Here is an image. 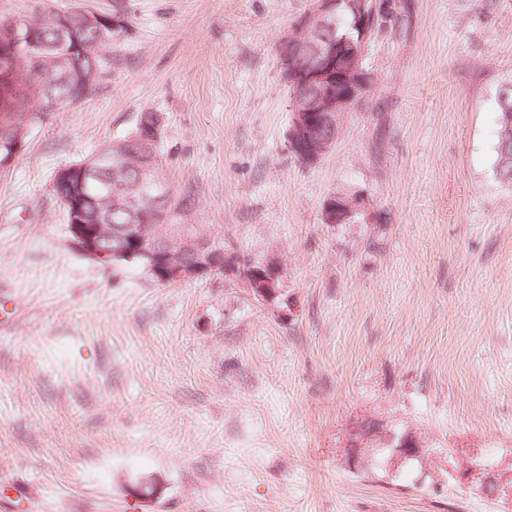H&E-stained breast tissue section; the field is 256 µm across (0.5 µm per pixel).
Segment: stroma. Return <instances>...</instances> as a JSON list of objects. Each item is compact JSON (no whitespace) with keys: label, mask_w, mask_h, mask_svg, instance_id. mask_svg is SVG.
Instances as JSON below:
<instances>
[{"label":"stroma","mask_w":512,"mask_h":512,"mask_svg":"<svg viewBox=\"0 0 512 512\" xmlns=\"http://www.w3.org/2000/svg\"><path fill=\"white\" fill-rule=\"evenodd\" d=\"M317 164L276 45L309 0H128L83 102L0 170V483L36 512H512V0H392ZM159 115L177 224L277 268L162 285L83 256L58 169ZM359 206L323 220L331 197ZM423 465L354 468L360 424ZM496 103L499 112L497 130L496 172L504 183L512 184V80L501 84L497 91ZM241 275L251 283L252 288L257 289L260 295L269 297L274 294L275 288H278V272L269 265L252 266L246 270L243 264Z\"/></svg>","instance_id":"1"}]
</instances>
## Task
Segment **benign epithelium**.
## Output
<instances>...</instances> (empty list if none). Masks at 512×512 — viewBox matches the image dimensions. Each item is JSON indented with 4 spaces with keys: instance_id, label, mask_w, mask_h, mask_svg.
<instances>
[{
    "instance_id": "benign-epithelium-1",
    "label": "benign epithelium",
    "mask_w": 512,
    "mask_h": 512,
    "mask_svg": "<svg viewBox=\"0 0 512 512\" xmlns=\"http://www.w3.org/2000/svg\"><path fill=\"white\" fill-rule=\"evenodd\" d=\"M347 3L354 15L352 28L357 38L336 37L338 6ZM392 10L389 0H311L291 32L278 41L277 60L283 80L298 75L297 92L292 94L288 149L307 165L318 163L333 147L342 118L351 111L371 87V74L364 67L368 46L378 33L374 26L377 12ZM36 14L46 23L59 28L60 38L46 43L35 30L25 31L17 24L0 26V54L10 60L12 70L0 71V108L15 121L11 127L10 152L0 159V167L13 163L24 149L29 126L18 121L17 103L27 86L14 81V72L28 68L33 60L44 56L56 62L77 65V53L84 51L76 39L79 29H94L97 36L91 47L94 71L99 73L110 62L114 32L124 25L121 15L105 16L89 0H70L68 6L52 5L41 0ZM308 52L309 64L290 68L302 52ZM160 118L153 115L145 132L137 137L139 160L135 165L136 181L128 183L112 176L107 164L112 158L125 156L127 141L115 140L83 162L57 171L52 189L63 196L68 212L67 232L71 243L84 256L110 263L115 259L144 260L162 283H175L211 275L235 263L224 251L213 249L210 238L192 224L172 223L171 193L159 173L152 155L159 138ZM359 202L339 197L328 202L325 221L340 223L351 217ZM131 215L132 224L112 223V213ZM251 287L266 297L278 287V272L268 266L241 269ZM395 436L369 434L366 441L354 442L348 449L356 462L364 454H374ZM420 452L416 441L404 435L395 448V458L406 459Z\"/></svg>"
}]
</instances>
